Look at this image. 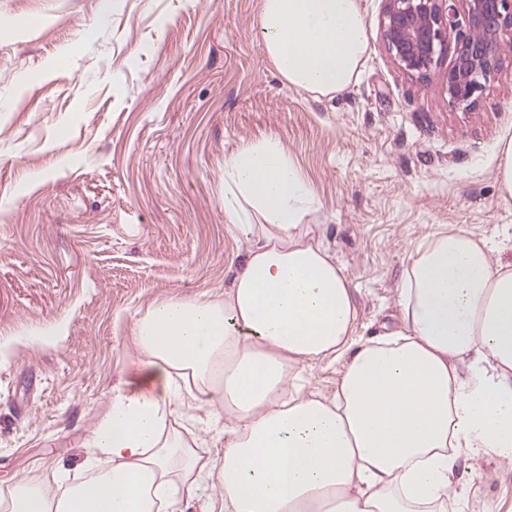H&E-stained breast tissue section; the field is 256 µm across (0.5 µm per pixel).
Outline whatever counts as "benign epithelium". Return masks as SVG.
Instances as JSON below:
<instances>
[{"instance_id": "obj_1", "label": "benign epithelium", "mask_w": 512, "mask_h": 512, "mask_svg": "<svg viewBox=\"0 0 512 512\" xmlns=\"http://www.w3.org/2000/svg\"><path fill=\"white\" fill-rule=\"evenodd\" d=\"M465 25L452 20L448 0H385V50L407 74L438 79L448 105L471 109L497 71L501 35L512 31V0H460ZM454 54L443 66L449 45Z\"/></svg>"}]
</instances>
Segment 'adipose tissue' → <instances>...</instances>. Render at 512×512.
Segmentation results:
<instances>
[{
	"label": "adipose tissue",
	"instance_id": "ef3b65f1",
	"mask_svg": "<svg viewBox=\"0 0 512 512\" xmlns=\"http://www.w3.org/2000/svg\"><path fill=\"white\" fill-rule=\"evenodd\" d=\"M288 86L330 98L368 53L361 0H261ZM314 184L275 138L224 159L226 231L248 247L223 295L164 298L129 338L135 378L86 444L88 478L18 480L0 512H446L460 453L512 468V230L445 228L411 249L397 329L358 331L354 293L313 223ZM342 362L333 393L302 375ZM208 408L218 456L172 424Z\"/></svg>",
	"mask_w": 512,
	"mask_h": 512
}]
</instances>
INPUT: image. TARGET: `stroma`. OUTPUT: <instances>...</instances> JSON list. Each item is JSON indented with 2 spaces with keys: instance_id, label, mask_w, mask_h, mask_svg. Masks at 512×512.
Here are the masks:
<instances>
[{
  "instance_id": "1",
  "label": "stroma",
  "mask_w": 512,
  "mask_h": 512,
  "mask_svg": "<svg viewBox=\"0 0 512 512\" xmlns=\"http://www.w3.org/2000/svg\"><path fill=\"white\" fill-rule=\"evenodd\" d=\"M261 0H0V492L70 480L113 390L139 367L134 321L220 294L247 242L224 226V158L273 136L323 201L320 235L359 330L398 321L426 233L512 225L495 147L512 135V34L473 109L402 71L362 0L369 50L333 98L288 86L257 34ZM47 332L49 344L31 343ZM457 512H512V471L461 456Z\"/></svg>"
}]
</instances>
